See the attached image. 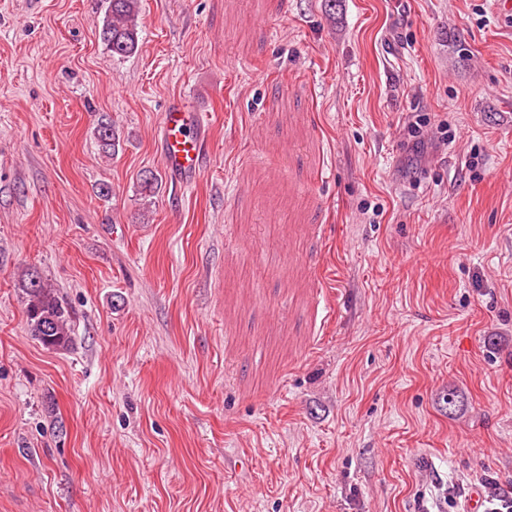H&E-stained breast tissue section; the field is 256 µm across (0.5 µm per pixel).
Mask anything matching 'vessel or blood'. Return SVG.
I'll return each mask as SVG.
<instances>
[{
  "label": "vessel or blood",
  "mask_w": 512,
  "mask_h": 512,
  "mask_svg": "<svg viewBox=\"0 0 512 512\" xmlns=\"http://www.w3.org/2000/svg\"><path fill=\"white\" fill-rule=\"evenodd\" d=\"M207 126L198 109L171 102L162 114L159 151L170 178L177 183L196 176L205 160Z\"/></svg>",
  "instance_id": "b4317fda"
}]
</instances>
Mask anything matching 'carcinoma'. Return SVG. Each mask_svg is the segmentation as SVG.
<instances>
[{
	"mask_svg": "<svg viewBox=\"0 0 512 512\" xmlns=\"http://www.w3.org/2000/svg\"><path fill=\"white\" fill-rule=\"evenodd\" d=\"M138 15L139 0H106L105 17L99 37L112 55L126 57L137 52ZM94 136L104 157L110 158L116 154L120 141L111 120L101 118ZM20 287L25 294L30 334L48 349L72 348V314L56 290L45 283L38 272L31 270L21 275Z\"/></svg>",
	"mask_w": 512,
	"mask_h": 512,
	"instance_id": "cac0c4a2",
	"label": "carcinoma"
}]
</instances>
